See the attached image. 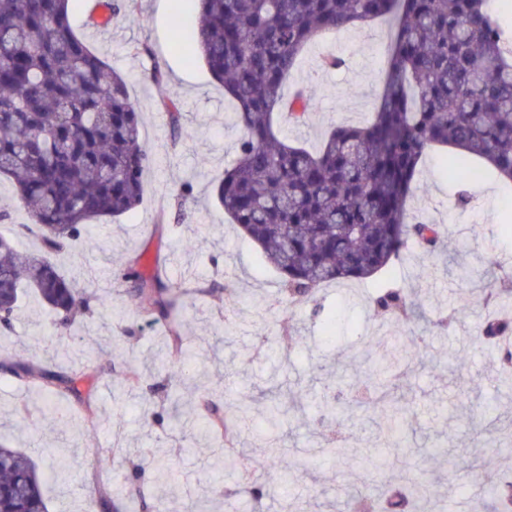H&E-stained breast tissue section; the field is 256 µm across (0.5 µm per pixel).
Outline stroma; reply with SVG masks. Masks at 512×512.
I'll list each match as a JSON object with an SVG mask.
<instances>
[{
  "mask_svg": "<svg viewBox=\"0 0 512 512\" xmlns=\"http://www.w3.org/2000/svg\"><path fill=\"white\" fill-rule=\"evenodd\" d=\"M90 0H72L75 34L120 75L141 112V141L153 155L144 174V198L134 211L117 218L101 217L92 234L56 254L59 272L95 295L109 296L95 306L92 316L79 320L70 338L58 337L55 317L37 300L25 298L10 336L0 335V353H11L30 363L48 359L51 349H67L73 365L98 359L103 368L93 381L94 419L72 400H59L67 414L66 427L42 422L37 410L47 394L35 384L21 385L0 378V440L21 451H33L39 470L48 472L43 485L49 512H86L89 499L99 493L127 495V512H144L143 502L158 503L160 512H187L191 497L211 486L239 488L237 473L216 470L207 443L192 427L145 423L142 399L160 403L156 385L174 387L177 377L162 373L146 376L140 396L118 397L105 370L111 337H120L124 358L143 365L164 348V330L139 321L135 300L120 279V258L145 255L166 261V275L189 290L185 315L189 334L202 354L201 369L222 383L224 399L249 398L252 416L237 438V448L249 457L264 454L260 438L266 429L265 411L272 399L286 402L279 431L281 456L309 458L322 442L313 398L327 387L338 386L343 397L354 394L369 365L365 344L377 341L382 330L369 313L377 288H411L418 293L421 317L406 327L409 336L426 335L427 319L441 312L459 311L454 328L429 337L417 368L402 382L409 415L401 447L410 451L413 471L426 473L445 504L463 512H485L474 498V460H490L512 474V451L504 452L500 430L512 423V386L501 384L498 365L490 350L473 340L486 309L484 291L512 289V206L503 204V192L492 179L460 186L435 156L421 163L409 202L424 221L440 225L443 239L435 253L415 248L392 269L364 282L329 283L320 295L335 314L332 331H324L310 310L285 303L279 274L268 266L257 245L231 224L213 198V185L236 159L241 135L234 106L202 60L188 61L196 0H137L134 9L114 15L107 33H91ZM387 27L374 22L351 27L319 39L302 54L289 73L288 85L305 88L315 104L303 122L281 123L289 141L309 150L320 146L336 125H356L370 118L382 88L387 65ZM146 45L150 54L139 53ZM343 60L341 67L325 69L323 55ZM160 65L164 79L148 74ZM176 100L185 134L174 139L164 107ZM192 196L179 202L183 185ZM467 191L472 202L458 211L454 197ZM0 209L11 219L0 223V234L12 238L19 251L39 249L36 235L23 231L30 217L10 179L0 177ZM427 279H420V272ZM235 289L240 300L228 304L225 289ZM293 317L303 342L289 355L270 350L267 337L277 325L261 317L270 303ZM494 414H486L488 402ZM378 409L351 408L337 426L348 448L373 457L387 442L380 431ZM112 449V462L96 466L91 449ZM141 448L173 458L178 466L174 484L157 485L151 473L142 481L145 501L124 483L128 471L126 449ZM350 476L339 462L317 461L307 476L289 484L286 493H274L255 502L246 496L230 504H216V512H283V498L295 500L299 512H339L340 489ZM323 491L312 498L313 487Z\"/></svg>",
  "mask_w": 512,
  "mask_h": 512,
  "instance_id": "obj_1",
  "label": "stroma"
}]
</instances>
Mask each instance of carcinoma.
Listing matches in <instances>:
<instances>
[{
	"mask_svg": "<svg viewBox=\"0 0 512 512\" xmlns=\"http://www.w3.org/2000/svg\"><path fill=\"white\" fill-rule=\"evenodd\" d=\"M70 0H0V176L11 178L27 207L45 254H27L0 236V332L12 331L27 292L56 315L61 336L93 313L92 299L67 280L48 254L94 229L90 221L119 217L143 199V174L152 155L140 143V112L124 80L73 31ZM196 48L224 95L236 104L242 135L237 162L217 181L224 214L256 243L281 275L288 302L309 304L324 325L333 315L318 302L323 285L364 281L388 268L413 245L434 247L439 227L415 218L409 200L418 166L434 148L448 174L471 182L497 174L512 190V31L488 0H198ZM390 26L387 68L379 102L360 125H338L310 152L280 135L275 113L299 123L313 108L303 89L284 91L286 77L304 48L320 36L355 22ZM122 279L134 284L139 319L163 323L168 355L146 369L112 368L122 392L140 388L144 372L165 371L194 379L198 353L184 346V292L178 283L145 270L142 256L124 262ZM371 316L386 323L410 319L415 304L402 288H380ZM512 320L498 312L474 340L497 355L501 382L512 383ZM409 364L396 355L371 361V402L385 412L384 431L395 439L407 420L397 381ZM97 371L89 360L70 371L0 356V374L37 382L71 397L92 413L90 395L78 383ZM200 410L192 424L203 436L233 443L250 419L243 399L222 405L213 391L191 398ZM321 419L334 422L347 401L325 392L316 400ZM269 437L267 457L252 462L244 493L271 494L264 469L277 455ZM391 448L373 468L347 458L355 484L342 496L343 512H422L437 496L428 482L409 476L389 497L376 494L384 472L395 466ZM155 482L174 481L169 458L139 452ZM310 460L282 461L279 479L307 474ZM486 512H512V482L491 471L478 474ZM43 475L26 453L0 443V512H48Z\"/></svg>",
	"mask_w": 512,
	"mask_h": 512,
	"instance_id": "cac0c4a2",
	"label": "carcinoma"
}]
</instances>
